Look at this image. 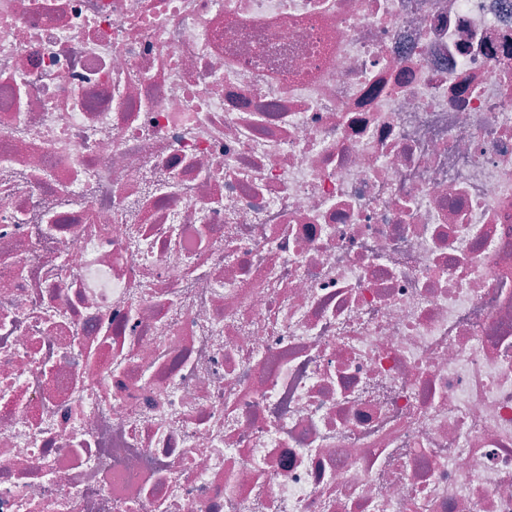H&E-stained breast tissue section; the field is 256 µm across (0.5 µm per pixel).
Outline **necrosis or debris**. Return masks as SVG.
Instances as JSON below:
<instances>
[{"label":"necrosis or debris","instance_id":"obj_1","mask_svg":"<svg viewBox=\"0 0 512 512\" xmlns=\"http://www.w3.org/2000/svg\"><path fill=\"white\" fill-rule=\"evenodd\" d=\"M0 512H512V0H0Z\"/></svg>","mask_w":512,"mask_h":512}]
</instances>
